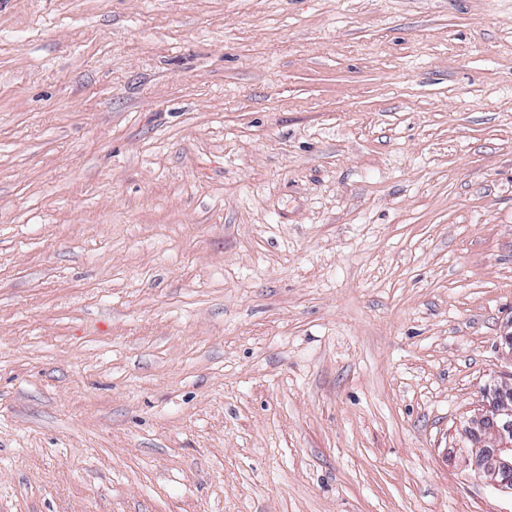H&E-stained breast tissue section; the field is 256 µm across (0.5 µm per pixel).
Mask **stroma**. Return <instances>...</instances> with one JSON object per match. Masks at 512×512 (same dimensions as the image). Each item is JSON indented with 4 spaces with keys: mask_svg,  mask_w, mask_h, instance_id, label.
I'll return each mask as SVG.
<instances>
[{
    "mask_svg": "<svg viewBox=\"0 0 512 512\" xmlns=\"http://www.w3.org/2000/svg\"><path fill=\"white\" fill-rule=\"evenodd\" d=\"M512 0H0V512H512ZM512 384L505 383L491 400L485 402L469 419L463 428L467 434H474L476 440L467 448L459 446L462 456L471 466L477 481L492 485L503 494L512 495L510 479L499 480L502 475L512 473ZM491 435L494 445L488 452L482 445L483 437Z\"/></svg>",
    "mask_w": 512,
    "mask_h": 512,
    "instance_id": "1",
    "label": "stroma"
}]
</instances>
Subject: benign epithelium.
I'll return each instance as SVG.
<instances>
[{
	"label": "benign epithelium",
	"mask_w": 512,
	"mask_h": 512,
	"mask_svg": "<svg viewBox=\"0 0 512 512\" xmlns=\"http://www.w3.org/2000/svg\"><path fill=\"white\" fill-rule=\"evenodd\" d=\"M511 420L512 384L505 383L491 400L467 419L464 430L475 435L476 440L470 446H459V450L471 466L476 480L512 495V481L506 479L512 473ZM486 435L492 436L494 442L490 451L482 445Z\"/></svg>",
	"instance_id": "obj_1"
}]
</instances>
